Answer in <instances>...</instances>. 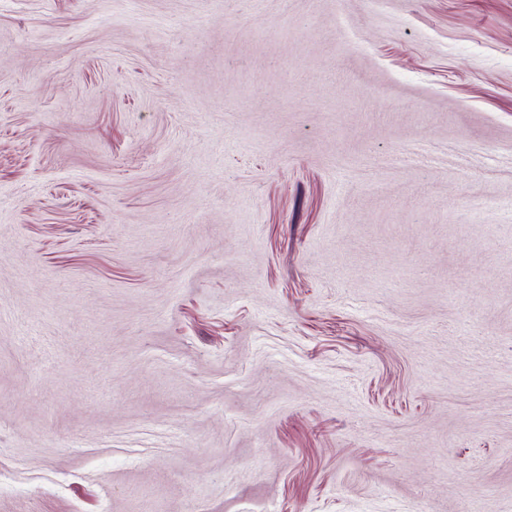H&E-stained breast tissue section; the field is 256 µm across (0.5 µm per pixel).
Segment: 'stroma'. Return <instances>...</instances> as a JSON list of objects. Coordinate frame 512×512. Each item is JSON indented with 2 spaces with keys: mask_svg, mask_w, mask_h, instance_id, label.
I'll return each instance as SVG.
<instances>
[{
  "mask_svg": "<svg viewBox=\"0 0 512 512\" xmlns=\"http://www.w3.org/2000/svg\"><path fill=\"white\" fill-rule=\"evenodd\" d=\"M0 512H512V0H0Z\"/></svg>",
  "mask_w": 512,
  "mask_h": 512,
  "instance_id": "obj_1",
  "label": "stroma"
}]
</instances>
